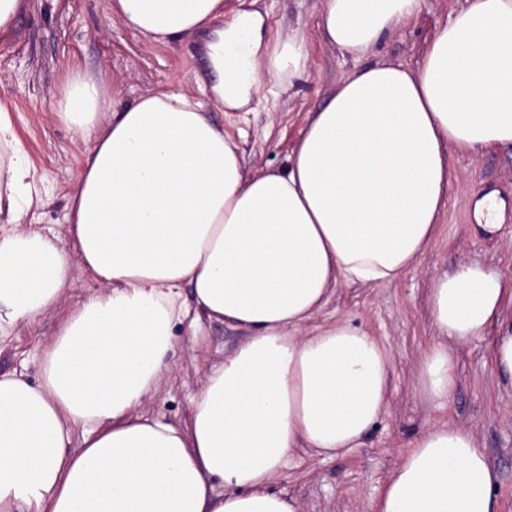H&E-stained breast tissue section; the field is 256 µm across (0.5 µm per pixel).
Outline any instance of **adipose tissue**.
<instances>
[{
  "label": "adipose tissue",
  "instance_id": "ef3b65f1",
  "mask_svg": "<svg viewBox=\"0 0 512 512\" xmlns=\"http://www.w3.org/2000/svg\"><path fill=\"white\" fill-rule=\"evenodd\" d=\"M422 2L320 0L323 35L364 55ZM112 12L164 42L206 27L224 0H114ZM268 32L246 9L217 31L209 56L225 109L305 68L301 41ZM101 95L100 81L69 74L59 117L94 145L61 237L24 226L45 200L0 109L12 152L0 166V328L54 307L71 262L99 286L44 350L42 384L0 376V512H299L273 488L291 454L357 448L392 368L379 339L319 315L340 286L377 287L417 264L448 205L452 153L512 145V0H463L416 68L378 62L342 80L284 172L246 171L184 93H146L118 112L100 111ZM186 286L199 311L250 336L206 372L181 426L140 407L168 369ZM511 296L478 265L433 282L435 341L418 367L429 399L447 403L457 346L485 336ZM496 480L474 431L434 427L372 510L496 512Z\"/></svg>",
  "mask_w": 512,
  "mask_h": 512
}]
</instances>
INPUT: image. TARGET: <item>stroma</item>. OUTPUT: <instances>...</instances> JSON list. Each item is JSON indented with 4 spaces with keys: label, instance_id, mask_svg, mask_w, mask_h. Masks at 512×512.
<instances>
[{
    "label": "stroma",
    "instance_id": "obj_1",
    "mask_svg": "<svg viewBox=\"0 0 512 512\" xmlns=\"http://www.w3.org/2000/svg\"><path fill=\"white\" fill-rule=\"evenodd\" d=\"M460 4L424 0L412 23L357 57L323 38L319 0H259V8L270 14L272 36L302 39L308 62L292 78L289 90L279 93L274 107L245 113L223 111L214 102L210 35L196 31L155 43L122 25L112 13V0H27L11 30L0 32V107L9 113L48 191L33 229L48 235L64 229L69 196L91 149L55 115L71 70L102 78L116 110L149 90H180L233 137L247 170L283 171L309 117L342 78L376 62L416 67ZM451 166L448 207L418 263L398 280L375 288L342 286L321 313L324 320H349L380 339L390 353L392 371L388 404L359 448L336 458L294 451L293 467L277 487L293 495L303 512H370L401 454L425 430L445 423L475 430L499 477L496 512H512V389L497 385L491 365L492 335L512 322V307H505L490 335L458 348V386L448 404L428 400L417 384L418 356L432 341L427 297L433 279L479 263L512 280V146L455 154ZM489 195L504 203L500 227L492 233L475 214L476 202ZM96 288L89 272L72 265L58 308L0 334V375L15 374L40 384L45 346L69 308ZM246 338L245 330L206 317L197 328L185 323L176 327L169 371L146 396L142 412L185 423L206 369L222 362Z\"/></svg>",
    "mask_w": 512,
    "mask_h": 512
}]
</instances>
